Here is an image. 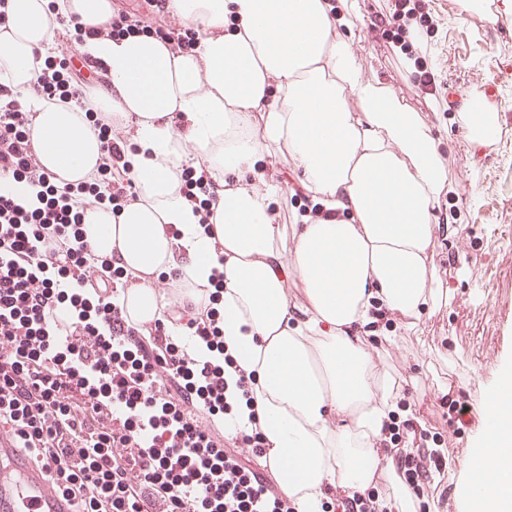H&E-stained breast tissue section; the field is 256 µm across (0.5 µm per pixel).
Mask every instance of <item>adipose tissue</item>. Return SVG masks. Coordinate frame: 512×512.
I'll return each instance as SVG.
<instances>
[{"label":"adipose tissue","mask_w":512,"mask_h":512,"mask_svg":"<svg viewBox=\"0 0 512 512\" xmlns=\"http://www.w3.org/2000/svg\"><path fill=\"white\" fill-rule=\"evenodd\" d=\"M0 76L35 114L42 166L65 183L91 181L102 164L86 111L133 126L134 201L119 213L93 205L82 215L92 253L116 258L136 278L122 299L132 320L161 316L153 280L188 257L180 283L208 287L224 269V346L239 370L254 372L252 407H240L226 431L256 412L295 512H322L335 489L392 484L387 512H412L393 460L378 445L400 410L402 387L379 346L359 330L380 313L415 328L436 308L432 218L447 175L440 141L419 113L381 80L361 75L348 40L338 37L330 0H172L181 22L202 30L181 53L156 37H92L78 50L102 62L106 85L88 110L47 102L33 91L51 40L50 17L93 25L112 16V0H6ZM459 120L472 149L505 137L493 112L470 97ZM288 151L298 180L332 219L293 227L284 260L283 225L274 223L275 187L225 190L212 223L179 181L184 162L217 183L255 171L269 148ZM181 232L172 242L168 227ZM304 301L288 298L289 279ZM478 448L468 463L466 512H512V366L481 397Z\"/></svg>","instance_id":"adipose-tissue-1"}]
</instances>
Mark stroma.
Wrapping results in <instances>:
<instances>
[{
  "label": "stroma",
  "mask_w": 512,
  "mask_h": 512,
  "mask_svg": "<svg viewBox=\"0 0 512 512\" xmlns=\"http://www.w3.org/2000/svg\"><path fill=\"white\" fill-rule=\"evenodd\" d=\"M378 7L377 0H350L340 34L352 44L364 77L391 86L439 131L450 191L435 222L457 215V234L438 237L432 255L452 300L387 347L396 378L408 383L405 404L441 428L447 387L478 403L512 364V141L469 149L456 109L424 100L403 60L372 38L368 27ZM433 7L442 18L431 34L433 60L451 90L484 98L512 133V10L503 0H486L483 13L464 12L459 0H434Z\"/></svg>",
  "instance_id": "obj_1"
}]
</instances>
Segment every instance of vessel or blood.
Masks as SVG:
<instances>
[{"mask_svg":"<svg viewBox=\"0 0 512 512\" xmlns=\"http://www.w3.org/2000/svg\"><path fill=\"white\" fill-rule=\"evenodd\" d=\"M24 458L13 432L0 428V512H70L61 492Z\"/></svg>","mask_w":512,"mask_h":512,"instance_id":"b4317fda","label":"vessel or blood"}]
</instances>
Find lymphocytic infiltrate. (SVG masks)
<instances>
[{
    "label": "lymphocytic infiltrate",
    "instance_id": "lymphocytic-infiltrate-1",
    "mask_svg": "<svg viewBox=\"0 0 512 512\" xmlns=\"http://www.w3.org/2000/svg\"><path fill=\"white\" fill-rule=\"evenodd\" d=\"M431 0H381L370 25L413 61L421 92L435 95L441 71L428 40L410 27L438 24ZM72 55L46 57L35 91L83 107ZM104 155L97 178L58 185L41 165L31 112L0 81V181L39 187L24 208L0 195V424L26 457L42 466L73 512H294L280 485L255 470L268 450L258 427L234 434L224 364L199 360L172 334L223 352V272L199 302H174L165 318L133 323L115 296L129 277L92 258L82 239V208L120 210L134 198L133 145L111 115L88 113ZM182 188L212 223L221 188L207 173L183 168ZM437 427L390 422L380 450L392 457L414 496L447 467Z\"/></svg>",
    "mask_w": 512,
    "mask_h": 512
}]
</instances>
